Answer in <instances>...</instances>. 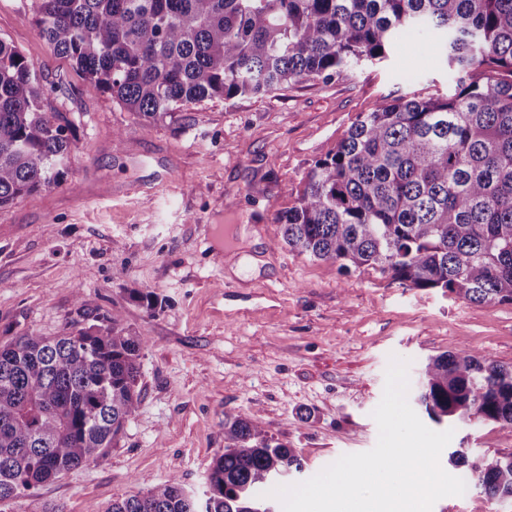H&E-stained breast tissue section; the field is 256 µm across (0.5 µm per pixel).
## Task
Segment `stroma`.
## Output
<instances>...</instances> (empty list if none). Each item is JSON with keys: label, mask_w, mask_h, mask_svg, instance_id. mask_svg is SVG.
Here are the masks:
<instances>
[{"label": "stroma", "mask_w": 512, "mask_h": 512, "mask_svg": "<svg viewBox=\"0 0 512 512\" xmlns=\"http://www.w3.org/2000/svg\"><path fill=\"white\" fill-rule=\"evenodd\" d=\"M0 38L36 67L47 111L74 123L63 181L0 208V343L60 336L80 313L142 336L139 407L103 460L60 474L0 512H105L113 499L178 479L202 491L239 415L293 448L306 481L371 450L391 356L409 360V404L428 358L467 348L512 365V304L403 288L274 246L313 162L357 116L400 97H442L456 74L405 33L380 63L327 83L214 99L147 127L87 92L40 36L30 0H0ZM120 146H113V132ZM233 207H225V199ZM153 293L145 308L132 290ZM440 464L512 454V432L452 422ZM467 460L454 464L449 453Z\"/></svg>", "instance_id": "obj_1"}]
</instances>
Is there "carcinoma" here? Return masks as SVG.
Instances as JSON below:
<instances>
[{
	"instance_id": "1",
	"label": "carcinoma",
	"mask_w": 512,
	"mask_h": 512,
	"mask_svg": "<svg viewBox=\"0 0 512 512\" xmlns=\"http://www.w3.org/2000/svg\"><path fill=\"white\" fill-rule=\"evenodd\" d=\"M39 33L152 126L205 100L329 81L385 60L410 28L439 34L460 74L445 97L360 114L316 160L274 239L315 260L372 268L404 288L512 302V0H31ZM33 63L0 39V207L62 179L72 122L43 109ZM90 318L83 317V320ZM63 336L0 344V501L107 457L140 403L144 339L96 316ZM419 402L436 423L512 430V366L467 349L430 358ZM302 471L294 450L224 416L203 497L173 479L106 512H276L262 493ZM474 486L512 500V454Z\"/></svg>"
}]
</instances>
